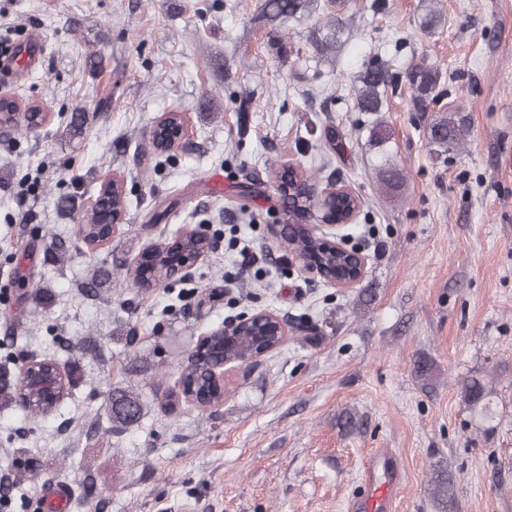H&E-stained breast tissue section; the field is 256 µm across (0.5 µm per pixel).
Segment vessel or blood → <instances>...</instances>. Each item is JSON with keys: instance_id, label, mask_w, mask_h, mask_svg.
<instances>
[{"instance_id": "vessel-or-blood-1", "label": "vessel or blood", "mask_w": 512, "mask_h": 512, "mask_svg": "<svg viewBox=\"0 0 512 512\" xmlns=\"http://www.w3.org/2000/svg\"><path fill=\"white\" fill-rule=\"evenodd\" d=\"M402 477L403 468L396 452L390 448L376 449L364 468L362 490L348 505L350 512H390Z\"/></svg>"}]
</instances>
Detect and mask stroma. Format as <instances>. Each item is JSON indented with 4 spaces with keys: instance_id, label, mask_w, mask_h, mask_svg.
Returning a JSON list of instances; mask_svg holds the SVG:
<instances>
[{
    "instance_id": "1",
    "label": "stroma",
    "mask_w": 512,
    "mask_h": 512,
    "mask_svg": "<svg viewBox=\"0 0 512 512\" xmlns=\"http://www.w3.org/2000/svg\"><path fill=\"white\" fill-rule=\"evenodd\" d=\"M315 3L282 23L265 0H0V38L46 46L42 69L0 75V92L49 114L0 132V358L10 379L33 355L73 375L52 415L0 407L14 505L0 512H45L55 482L68 512H345L375 448L402 460L392 512H512V0ZM338 20L340 45L320 50ZM378 61L434 65L441 97L419 111L402 81L382 111H358ZM80 105L73 131L60 117ZM442 108L461 122L445 153L429 139ZM168 112L186 132L164 156L151 129ZM291 160L359 196L356 287L309 277L270 237ZM115 174L133 192L120 231L51 260ZM200 225L212 245L190 277L122 286L149 244ZM240 239L259 257L244 276ZM260 310L315 334L228 368L220 407L172 403L199 336ZM472 378L487 408L465 402ZM116 389L139 394L137 423L107 416ZM441 468L448 509L431 491Z\"/></svg>"
}]
</instances>
